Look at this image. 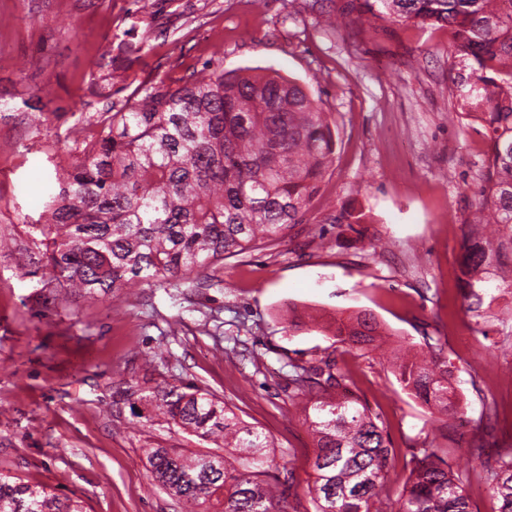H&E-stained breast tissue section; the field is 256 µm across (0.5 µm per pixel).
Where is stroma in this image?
I'll use <instances>...</instances> for the list:
<instances>
[{
  "instance_id": "stroma-1",
  "label": "stroma",
  "mask_w": 512,
  "mask_h": 512,
  "mask_svg": "<svg viewBox=\"0 0 512 512\" xmlns=\"http://www.w3.org/2000/svg\"><path fill=\"white\" fill-rule=\"evenodd\" d=\"M132 40H124L127 29ZM444 28L351 19L318 23L299 0H0V476L76 496L85 512H182L144 454L213 450L118 393L191 381L224 399L290 463L300 512L314 443L288 387L291 365L332 353L392 443L386 512L421 433L469 473L483 397L499 413L492 441L512 442V294L492 303L486 335L468 328L458 288L463 222L488 150L479 125L454 112ZM126 51L144 74L177 81L212 57L225 71L275 67L337 122L336 161L302 224L282 242L205 269L197 282L141 283L118 298L43 301L31 224L54 169L83 147L105 111L91 96L94 63ZM354 206L366 223H330ZM382 241L374 252L371 242ZM320 331L289 329V309ZM374 313L396 340H448L466 407L449 433L378 359L336 344L337 322Z\"/></svg>"
}]
</instances>
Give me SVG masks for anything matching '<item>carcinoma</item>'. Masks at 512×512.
<instances>
[{"instance_id": "carcinoma-1", "label": "carcinoma", "mask_w": 512, "mask_h": 512, "mask_svg": "<svg viewBox=\"0 0 512 512\" xmlns=\"http://www.w3.org/2000/svg\"><path fill=\"white\" fill-rule=\"evenodd\" d=\"M362 25L377 20L446 27L453 35L452 67L460 115L479 124L489 150L474 188L468 226H495L492 238L464 235L459 288L474 322L487 335L483 305L512 288V0H345ZM203 75L171 85L138 78L124 52L92 82L109 102L129 91L119 109L99 113L95 138L56 172L44 202L47 219L34 229L44 246L43 289L63 301L74 289L106 301L150 281H187L198 270L259 245L284 240L303 222L336 153L337 124L321 101L278 71L224 73L210 59ZM343 208L334 224H363ZM336 342L360 356L385 352L375 315L363 311L335 330ZM404 391L432 418L455 428L463 398L455 386L448 340L423 337L404 358H386ZM327 354L293 365L288 384L311 403L304 421L314 440L315 512H383L377 506L394 455L380 417L349 386ZM120 394L144 402L197 437L224 442L217 454L184 455L150 448L152 477L189 512H299L288 487L263 476L271 444L223 401L192 383L167 384L145 395L129 385ZM468 454L498 512H512V448L485 452L475 436ZM398 512H474L468 475L448 465L428 439L411 453ZM0 512H83L77 498L45 486L0 477Z\"/></svg>"}]
</instances>
